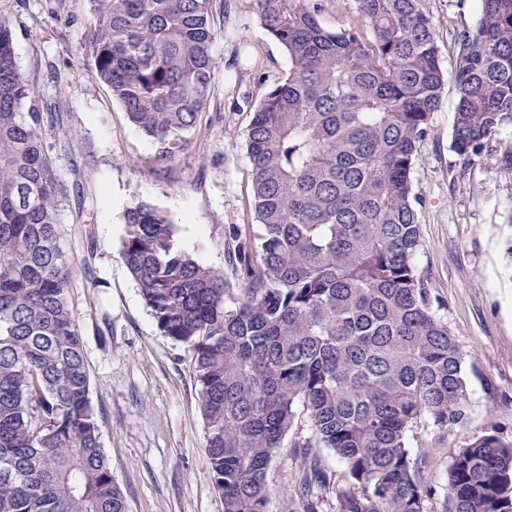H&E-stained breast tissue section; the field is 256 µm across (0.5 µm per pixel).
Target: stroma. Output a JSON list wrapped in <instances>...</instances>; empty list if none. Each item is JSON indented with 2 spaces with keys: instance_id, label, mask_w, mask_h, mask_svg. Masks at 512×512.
Returning a JSON list of instances; mask_svg holds the SVG:
<instances>
[{
  "instance_id": "35a3bbf8",
  "label": "stroma",
  "mask_w": 512,
  "mask_h": 512,
  "mask_svg": "<svg viewBox=\"0 0 512 512\" xmlns=\"http://www.w3.org/2000/svg\"><path fill=\"white\" fill-rule=\"evenodd\" d=\"M444 69L454 34L471 23L476 0H422ZM90 0H0L13 18L16 57L56 122L43 138L64 182L58 208L66 249L78 263L72 288L90 375V399L127 512H223L204 445L191 359L161 336L120 254L123 214L137 200L167 213L177 240L203 263L223 267L227 225L257 232L245 134L266 90L288 71L284 50L259 25L254 0L215 10V81L187 149L169 162L129 122L84 57ZM456 96L446 88L418 150L412 180L422 246L415 258L436 313L465 352L466 425L434 447L419 427L413 453L427 457L431 512H451L453 448L496 431L512 441V127L463 161L451 147ZM311 435L307 413L269 471L267 512H288L295 445Z\"/></svg>"
}]
</instances>
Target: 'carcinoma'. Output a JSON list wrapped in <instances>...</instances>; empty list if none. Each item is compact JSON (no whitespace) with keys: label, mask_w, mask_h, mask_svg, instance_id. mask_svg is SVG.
<instances>
[{"label":"carcinoma","mask_w":512,"mask_h":512,"mask_svg":"<svg viewBox=\"0 0 512 512\" xmlns=\"http://www.w3.org/2000/svg\"><path fill=\"white\" fill-rule=\"evenodd\" d=\"M88 65L171 160L210 102L211 17L224 0H92ZM324 0H256L288 57L246 133L260 233L236 224L221 268L175 241L156 206L124 212L121 255L160 333L191 356L205 455L224 512H266L267 473L306 409L288 512H429L410 433L469 413L463 350L418 273L411 172L453 83L452 148L478 156L512 127V0H479L441 64L421 0H353L337 30ZM54 119L0 14V512H126L102 448L62 243L64 183L43 141ZM346 468L328 473L316 449ZM452 512H512V443L453 450Z\"/></svg>","instance_id":"cac0c4a2"}]
</instances>
